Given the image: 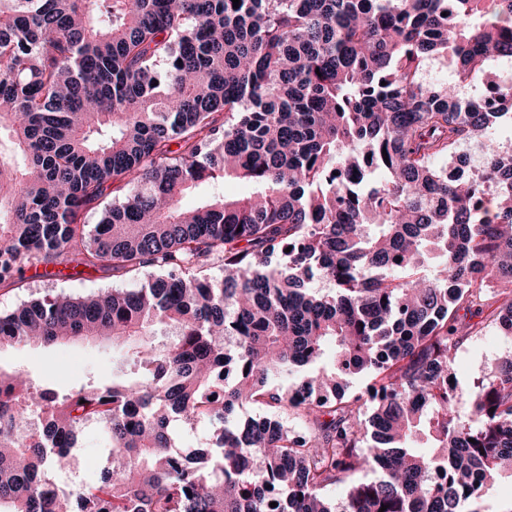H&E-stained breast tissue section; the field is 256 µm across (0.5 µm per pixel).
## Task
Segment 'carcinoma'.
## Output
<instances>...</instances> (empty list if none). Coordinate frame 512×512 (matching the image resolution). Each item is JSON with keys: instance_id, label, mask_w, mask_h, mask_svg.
Returning <instances> with one entry per match:
<instances>
[{"instance_id": "obj_1", "label": "carcinoma", "mask_w": 512, "mask_h": 512, "mask_svg": "<svg viewBox=\"0 0 512 512\" xmlns=\"http://www.w3.org/2000/svg\"><path fill=\"white\" fill-rule=\"evenodd\" d=\"M443 52L451 84L424 77ZM504 56L512 0H0V285L151 269L0 313V350L120 353L67 389L0 366V512H486L512 481V355L466 390L455 367L462 309L512 340ZM477 81L497 108L462 96ZM472 142L493 206L437 165ZM226 178L256 192L181 204ZM180 421L211 425L207 467ZM90 425L112 466L60 490Z\"/></svg>"}]
</instances>
